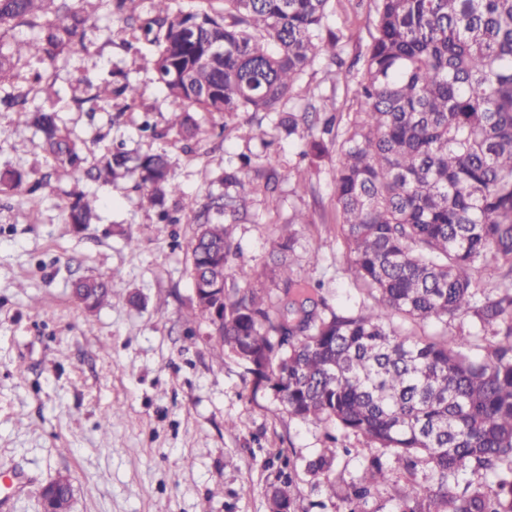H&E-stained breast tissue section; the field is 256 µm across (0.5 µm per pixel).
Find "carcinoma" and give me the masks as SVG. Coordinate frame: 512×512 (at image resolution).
<instances>
[{
	"label": "carcinoma",
	"mask_w": 512,
	"mask_h": 512,
	"mask_svg": "<svg viewBox=\"0 0 512 512\" xmlns=\"http://www.w3.org/2000/svg\"><path fill=\"white\" fill-rule=\"evenodd\" d=\"M78 0H0V29L25 27L31 37L0 42V81L16 78L23 58L52 65L87 49L89 15ZM332 0H101L109 16L157 50L146 61L167 95L180 104L167 121L188 144L204 131L197 112L221 116L272 112L275 128L302 142L301 156L332 146L336 226L357 285L371 301L356 311L312 302L306 282L279 245L283 297L261 296L253 273L231 266L235 249L224 225L246 215L245 191L208 193L183 209L196 225L189 275L198 300L188 331L216 326V345L248 365L255 384L273 392L303 421L335 423L362 437L367 450H393L399 468L425 463L433 486L412 485L398 512H512V0H371L378 36L361 60L353 113L321 117V95L293 98L307 71L325 63L324 79L339 83L344 61L338 36L324 24ZM136 85L109 81L89 100L101 109ZM3 106L36 128L38 148L64 173L92 181L134 182L147 203L180 193L167 158L117 149L89 158L83 142L57 113L31 106L21 92ZM265 188L281 180L300 189L307 168L264 173ZM31 183L0 170V192ZM96 200L83 192L64 207V221L85 230ZM496 262L505 283L487 290L481 272ZM236 285L227 288V280ZM224 289V319H214L206 289ZM78 304L93 311L111 290L95 278L75 284ZM470 318L474 333L428 337L418 330ZM491 336L486 355L471 346ZM468 471L479 481H452ZM497 477L492 483L480 478ZM385 476L374 456L350 486L358 504Z\"/></svg>",
	"instance_id": "carcinoma-1"
}]
</instances>
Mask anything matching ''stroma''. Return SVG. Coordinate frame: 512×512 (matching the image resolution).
Listing matches in <instances>:
<instances>
[{"label": "stroma", "mask_w": 512, "mask_h": 512, "mask_svg": "<svg viewBox=\"0 0 512 512\" xmlns=\"http://www.w3.org/2000/svg\"><path fill=\"white\" fill-rule=\"evenodd\" d=\"M85 8L98 19L87 50L47 67L35 105L56 110L95 154L113 147L165 152L180 196L166 207L174 224L159 223L157 210L133 183L116 188L56 172L36 146L33 126L0 110V168L46 177L35 194H0V479L21 473L31 485L13 495L8 512H41L38 492L57 475L73 479L74 512H271V491L288 492L289 512H349L344 494L368 461L362 437L336 424L313 425L289 414L272 392L255 387L246 365L206 344V325L187 332L184 315L193 302L187 242L193 226L181 202L221 192L225 169L249 156L256 166L283 173L300 163L295 139L274 128L263 112L197 119L205 140L187 152L167 119L175 103L146 67L152 45L133 39L108 18L101 0ZM327 25L339 37L349 67L339 85L314 67L291 101L302 106L318 88L327 111L355 108L359 79L352 62L366 52L376 30L369 0H334ZM130 80L140 96L123 112L89 111L76 101L104 81ZM155 131L144 130V123ZM337 155L315 160L311 183L299 191L280 182L276 191L252 176L247 215L226 231L233 264L255 273V287H271L275 242L293 241V268L331 307L353 310L368 301L356 286L336 231ZM98 200V221L76 232L63 221L71 192ZM36 206L38 223L25 210ZM305 224L291 223L296 212ZM136 246H128V238ZM84 277L108 282L112 300L86 317L71 288ZM143 303L132 307L131 294ZM123 417L110 431L97 423L112 408ZM334 453L330 475L310 467ZM388 471L361 512H397L409 481L427 483L429 470L396 471L393 453L381 452Z\"/></svg>", "instance_id": "obj_1"}]
</instances>
